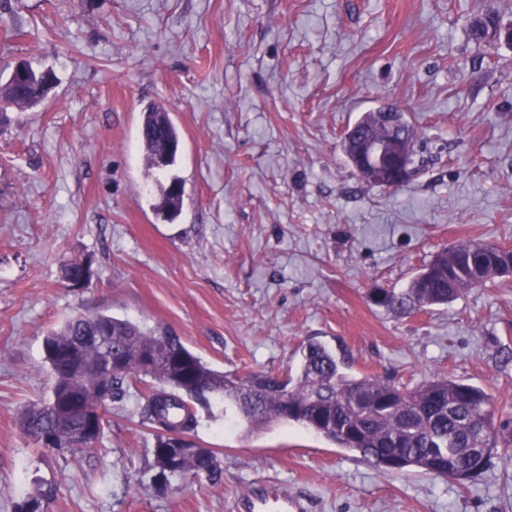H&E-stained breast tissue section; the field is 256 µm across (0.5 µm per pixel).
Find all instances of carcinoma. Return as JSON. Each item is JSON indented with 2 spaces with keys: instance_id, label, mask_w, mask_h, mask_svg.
<instances>
[{
  "instance_id": "1",
  "label": "carcinoma",
  "mask_w": 512,
  "mask_h": 512,
  "mask_svg": "<svg viewBox=\"0 0 512 512\" xmlns=\"http://www.w3.org/2000/svg\"><path fill=\"white\" fill-rule=\"evenodd\" d=\"M51 81L50 72L30 67L24 85L0 83V110L36 105ZM358 124L372 140L388 137L386 127L369 113ZM140 134L150 168L174 166L178 151L165 148L181 145V136L163 108L151 106L143 113ZM178 184L179 178L173 177L168 185H159L157 211L179 215L183 194L174 191ZM511 271V250L495 244L457 243L437 253L406 288L390 291L383 308L411 314L444 305ZM97 335L118 351L150 354L151 364L143 371L114 370L110 376L69 372L70 364L102 361L101 346L84 340ZM44 351L53 380L51 394L25 410L23 433L35 441L37 431L55 428L56 449L69 451V429L56 428L63 394L77 397L87 409L98 412L121 395L123 384L149 376L158 387L140 415L156 429V468L165 463L163 451L170 435L183 439L184 447L192 446L189 435L197 425V408H207L213 401L224 404V412L240 419L249 434L274 422H287L359 453L383 472L415 467L459 482L485 469L498 448L500 434L512 424L509 419L496 424L494 398L482 388L451 377L434 378L412 388L389 378L356 377L345 359L313 340L301 345L296 370L283 378L263 372L240 377L217 371L164 329L103 313L69 317L45 336ZM200 473L212 484L221 482L220 463L203 473L189 454L180 455L172 477Z\"/></svg>"
}]
</instances>
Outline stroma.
<instances>
[{"mask_svg": "<svg viewBox=\"0 0 512 512\" xmlns=\"http://www.w3.org/2000/svg\"><path fill=\"white\" fill-rule=\"evenodd\" d=\"M512 0H0V80L52 70L36 107L0 117V512H236L258 483L309 512H512V440L460 483L285 423L248 436L222 406L192 439L223 480H154L144 385L106 405L95 449L39 448L21 416L52 379L47 332L106 313L179 336L212 368L283 376L314 339L357 376L440 375L512 410V275L408 316L375 306L444 247L512 244V44L471 37ZM400 105L424 171L398 191L340 146L363 113ZM182 150L148 170L146 106ZM178 176L174 220L153 208ZM88 264V287L63 278Z\"/></svg>", "mask_w": 512, "mask_h": 512, "instance_id": "stroma-1", "label": "stroma"}]
</instances>
